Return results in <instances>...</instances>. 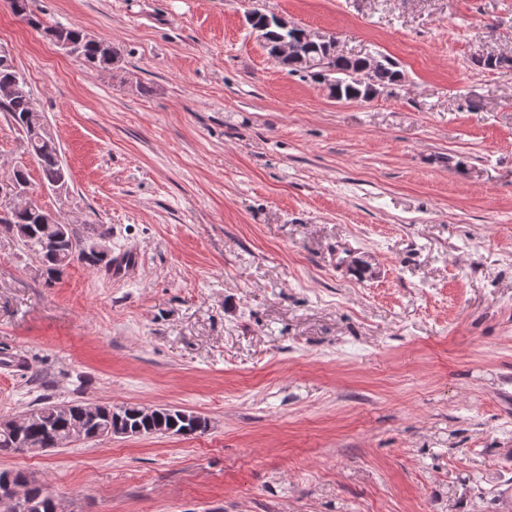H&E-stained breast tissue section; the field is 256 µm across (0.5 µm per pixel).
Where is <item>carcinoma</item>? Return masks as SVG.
Masks as SVG:
<instances>
[{"label": "carcinoma", "instance_id": "cac0c4a2", "mask_svg": "<svg viewBox=\"0 0 512 512\" xmlns=\"http://www.w3.org/2000/svg\"><path fill=\"white\" fill-rule=\"evenodd\" d=\"M13 15L53 42L67 41L76 51V57L86 64L105 71L112 70L118 59V49L112 42L95 39L78 26L49 25L37 17L30 8V0H8ZM246 22L263 40L268 54L290 67L292 72H304L317 83L327 86L331 97L345 101H369L380 90L399 84L402 73L395 63L385 57L343 56L332 46L306 37V30L293 25L280 26L275 15L253 10ZM288 45V54L281 46ZM323 61L336 69L334 81H329L324 69L308 70L307 62ZM13 82L16 91L6 100L0 99V112L24 134L28 150L35 156L43 184L50 186L60 181L68 185L71 176L60 159L53 136L46 128L44 116L31 97L23 73L14 59L0 56V84ZM46 213L38 207L13 210L9 219L0 216V234L16 238L40 265L45 284L58 279L64 268L74 262L98 268L112 267V252L105 249L102 239L110 231L102 224L84 225L79 233L72 224L59 220L48 222ZM35 415L27 418L18 430L0 427V455L17 454L21 445L29 441L41 448H64L69 443L71 427L78 421L95 438L112 434L154 435L173 434L192 436L206 429L201 416L186 410L171 408L147 409L138 405H89L73 403L64 408L49 401H41L33 408ZM11 477L12 485L24 494V500H34L36 512H56V498L42 484L29 481L25 472L0 470V478Z\"/></svg>", "mask_w": 512, "mask_h": 512}]
</instances>
